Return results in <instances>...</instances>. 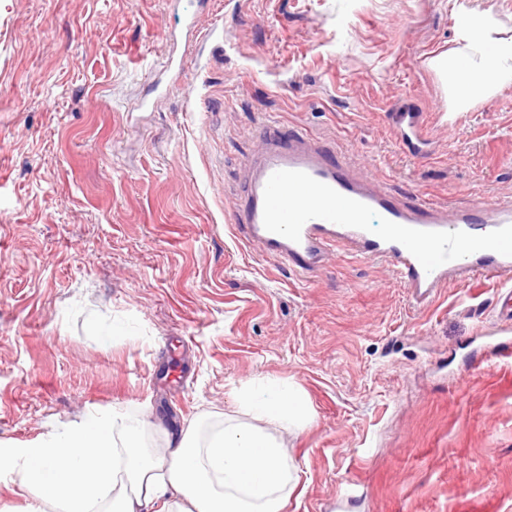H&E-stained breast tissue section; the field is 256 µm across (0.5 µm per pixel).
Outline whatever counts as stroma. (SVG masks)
<instances>
[{
  "instance_id": "1",
  "label": "stroma",
  "mask_w": 512,
  "mask_h": 512,
  "mask_svg": "<svg viewBox=\"0 0 512 512\" xmlns=\"http://www.w3.org/2000/svg\"><path fill=\"white\" fill-rule=\"evenodd\" d=\"M453 4L0 0V512L37 504L17 452L87 413L147 419L160 453L267 379L312 412L274 432L299 477L282 512H512L499 284L420 310L384 264L308 279L225 221L261 118L403 201L512 198V85L452 121L429 66L473 54ZM407 99L423 160L387 121Z\"/></svg>"
}]
</instances>
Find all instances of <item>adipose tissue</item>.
<instances>
[{"mask_svg":"<svg viewBox=\"0 0 512 512\" xmlns=\"http://www.w3.org/2000/svg\"><path fill=\"white\" fill-rule=\"evenodd\" d=\"M486 12L468 15V34L485 45L479 64L434 59L451 75L448 109L469 110L512 83V40L494 35ZM248 424H225L204 437L187 427L163 453L143 448L150 422L119 410L89 414L18 456L23 482L40 501L32 512H281L298 485L293 464L268 432L304 424L298 392L268 380L245 401Z\"/></svg>","mask_w":512,"mask_h":512,"instance_id":"1","label":"adipose tissue"}]
</instances>
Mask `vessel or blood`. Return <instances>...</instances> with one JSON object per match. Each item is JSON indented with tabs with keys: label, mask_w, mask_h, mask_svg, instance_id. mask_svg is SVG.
<instances>
[{
	"label": "vessel or blood",
	"mask_w": 512,
	"mask_h": 512,
	"mask_svg": "<svg viewBox=\"0 0 512 512\" xmlns=\"http://www.w3.org/2000/svg\"><path fill=\"white\" fill-rule=\"evenodd\" d=\"M388 119L407 153L424 157L422 113L405 103ZM259 133L230 216L249 244L304 275L338 250L383 263L418 308L453 275L495 279L499 307L512 316V201L479 200L454 212L429 199L402 202L355 175L323 138L272 121Z\"/></svg>",
	"instance_id": "1"
}]
</instances>
